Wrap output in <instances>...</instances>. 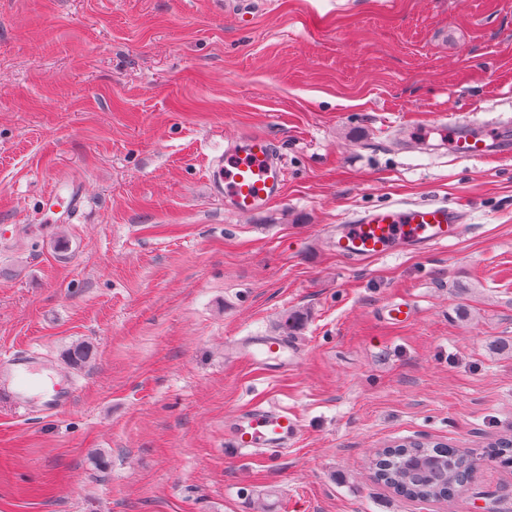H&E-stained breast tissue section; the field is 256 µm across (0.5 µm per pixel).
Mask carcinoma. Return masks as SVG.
<instances>
[{"mask_svg": "<svg viewBox=\"0 0 512 512\" xmlns=\"http://www.w3.org/2000/svg\"><path fill=\"white\" fill-rule=\"evenodd\" d=\"M492 454L512 463V437H500L488 443ZM478 453L448 446L447 453L438 454L436 447L425 443H408L392 453H380L371 461L376 480L390 487L407 489V496L418 500L453 499L465 494L468 487L459 478L474 476Z\"/></svg>", "mask_w": 512, "mask_h": 512, "instance_id": "obj_1", "label": "carcinoma"}]
</instances>
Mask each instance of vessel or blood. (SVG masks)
Masks as SVG:
<instances>
[{
  "label": "vessel or blood",
  "mask_w": 512,
  "mask_h": 512,
  "mask_svg": "<svg viewBox=\"0 0 512 512\" xmlns=\"http://www.w3.org/2000/svg\"><path fill=\"white\" fill-rule=\"evenodd\" d=\"M438 123L448 124L453 153L463 159H489L500 155L512 141V123L497 122L493 133L459 114H437ZM208 184L235 213L255 215L267 209L283 188V172L266 135L250 134L231 144L225 156L211 162ZM82 202L77 188L57 183L45 196V211L69 215ZM463 228L461 212L445 202L427 201L416 205L392 204L366 212L357 223L339 225L332 241L337 255L350 260L380 258L396 250L425 248L458 238ZM243 356L254 366L282 369L299 365L298 352L277 336H251L241 346ZM31 356L22 353L0 361V400L15 409L28 405L31 391L45 395L44 409L56 413L70 402L68 383L54 377H35ZM302 432L299 419L281 406H255L238 415L224 428V444L236 454L275 451L296 440Z\"/></svg>",
  "instance_id": "b4317fda"
}]
</instances>
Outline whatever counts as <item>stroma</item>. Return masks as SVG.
<instances>
[{
    "label": "stroma",
    "instance_id": "1",
    "mask_svg": "<svg viewBox=\"0 0 512 512\" xmlns=\"http://www.w3.org/2000/svg\"><path fill=\"white\" fill-rule=\"evenodd\" d=\"M0 0V358L70 367L71 406L0 403V512H512V467L417 500L368 461L512 434V150L457 158L439 112L512 116V0ZM265 134L266 211L228 212L213 157ZM74 184L82 217L41 199ZM447 202L446 245L351 261L329 237L386 203ZM408 301L411 320L383 316ZM269 334L302 356L237 357ZM302 434L236 456L256 405Z\"/></svg>",
    "mask_w": 512,
    "mask_h": 512
}]
</instances>
